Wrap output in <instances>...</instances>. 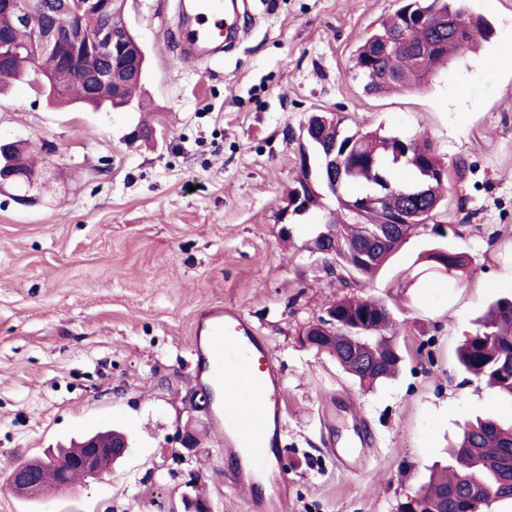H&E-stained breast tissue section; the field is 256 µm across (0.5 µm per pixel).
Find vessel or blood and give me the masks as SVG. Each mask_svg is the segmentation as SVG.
I'll list each match as a JSON object with an SVG mask.
<instances>
[{"label":"vessel or blood","mask_w":512,"mask_h":512,"mask_svg":"<svg viewBox=\"0 0 512 512\" xmlns=\"http://www.w3.org/2000/svg\"><path fill=\"white\" fill-rule=\"evenodd\" d=\"M239 13L225 0H188L180 27L184 59L218 52L238 34ZM198 384L219 389L223 398L211 422L224 436V451L234 465L231 479L249 487L248 512H272L288 483L287 473L265 490L254 477L267 469L270 451L280 434L282 394L278 373L266 347L240 313L209 310L197 328Z\"/></svg>","instance_id":"1"}]
</instances>
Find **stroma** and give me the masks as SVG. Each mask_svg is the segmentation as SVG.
Returning a JSON list of instances; mask_svg holds the SVG:
<instances>
[{"label": "stroma", "instance_id": "1", "mask_svg": "<svg viewBox=\"0 0 512 512\" xmlns=\"http://www.w3.org/2000/svg\"><path fill=\"white\" fill-rule=\"evenodd\" d=\"M400 3L248 0L236 50L181 63L177 0H128L148 59L142 111L53 106L24 84L0 93V138L33 145L40 170L27 201L0 187V512H180L190 486L214 512H245L194 381L208 307L248 319L284 376L278 512H398L447 465L466 422L512 420V400L456 359L490 302L512 295V68L477 67L512 53V0H468L489 34L427 85L366 93L356 50ZM313 114L423 131L444 163L469 165L372 278L340 276L309 251L320 213L282 215ZM141 120L153 141L129 140ZM439 245L466 256L459 281H409ZM345 296L385 303L396 323L401 367L371 390L299 342ZM105 420L129 439L111 470L33 501L11 491L15 463ZM354 424L368 445L345 468L331 449Z\"/></svg>", "mask_w": 512, "mask_h": 512}]
</instances>
